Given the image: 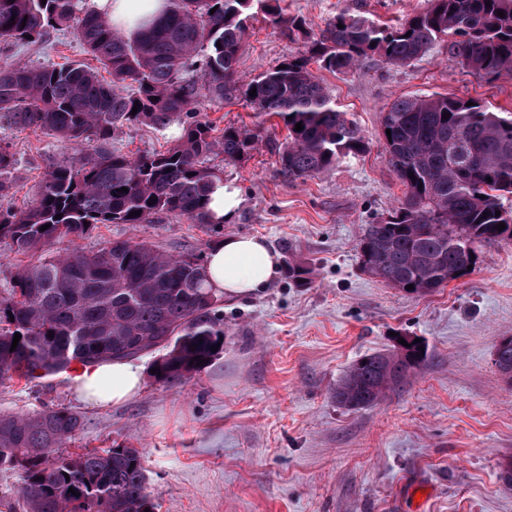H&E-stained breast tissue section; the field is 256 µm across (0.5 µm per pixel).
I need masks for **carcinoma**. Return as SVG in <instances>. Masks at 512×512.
I'll use <instances>...</instances> for the list:
<instances>
[{
    "mask_svg": "<svg viewBox=\"0 0 512 512\" xmlns=\"http://www.w3.org/2000/svg\"><path fill=\"white\" fill-rule=\"evenodd\" d=\"M430 2L427 11L393 26L359 11L341 13L316 32L305 18L282 14L277 0H168L161 18L127 37L89 11L85 0H0L1 43H42L50 31L71 28L100 65L0 67V124L45 130L74 150L49 169L35 202L15 210L4 205L15 158L0 143V240L36 256L16 267L0 296V382H32L64 373L74 361L135 359L157 348L167 353L152 363L161 371L154 380L166 386L210 364L219 355L211 347L224 343V319L219 299L204 287L201 253L168 255L129 240L63 255L42 247L79 238L95 224H149L161 213L210 223L204 200L218 173L207 159L245 161L258 134L232 125L215 133L202 118L204 95L222 100L239 92L256 112L276 116L288 131L278 151L280 173L294 180L327 174L370 145L336 108L313 62L341 72L377 54L404 67L446 41L462 67L490 81L512 73V0ZM258 12L288 39H303L305 51L247 78L238 62ZM101 68L111 81L101 77ZM174 122L183 132L162 153L131 158L95 147L125 127L163 131ZM298 122L301 131L295 130ZM382 129L391 130L382 134L383 147L406 192L393 221L369 225L357 244L371 275L424 295L476 265L471 256L480 245L512 241V208L503 203L512 195L511 112L438 93L400 97L384 112ZM132 211L140 215L129 216ZM426 357L418 346L366 354L336 384V401L351 410L371 408ZM495 365L512 383V336L498 342ZM81 426V415L62 406L0 413V471H21L18 497L0 498L5 512L155 509L137 449L59 454Z\"/></svg>",
    "mask_w": 512,
    "mask_h": 512,
    "instance_id": "1",
    "label": "carcinoma"
}]
</instances>
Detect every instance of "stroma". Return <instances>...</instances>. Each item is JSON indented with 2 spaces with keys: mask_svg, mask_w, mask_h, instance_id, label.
<instances>
[{
  "mask_svg": "<svg viewBox=\"0 0 512 512\" xmlns=\"http://www.w3.org/2000/svg\"><path fill=\"white\" fill-rule=\"evenodd\" d=\"M430 0H284L285 13L312 28L342 12L364 11L397 24L426 11ZM263 14L249 23L239 60L253 75L302 53ZM92 64L72 31L39 45L0 44V65ZM337 109L370 141L366 153L329 174L291 181L278 172L286 131L242 98L206 100L217 129L235 124L261 141L242 163L210 158L241 191L233 217L210 229L161 214L148 224H99L81 238L50 244L54 253L95 251L117 239L146 241L177 254L206 252L228 235L265 237L283 262L303 263V281L281 273L257 294L222 297L224 348L186 383L167 387L144 377L141 392L116 406L91 408L65 374L0 383V412L33 414L67 406L82 427L72 455L116 445L138 449L155 512H512V487L500 472L512 460V384L493 355L512 336V243H486L468 276L417 296L365 272L357 244L405 194L381 144V119L398 97L438 93L473 98L512 112V76L489 82L465 72L447 43L406 67L380 57L345 72L318 70ZM180 126L158 132L123 129L113 150L162 152ZM16 155L9 201L31 205L69 143L42 130L0 126ZM421 338L425 363L378 405L350 411L333 396L361 356L391 349L395 336Z\"/></svg>",
  "mask_w": 512,
  "mask_h": 512,
  "instance_id": "35a3bbf8",
  "label": "stroma"
}]
</instances>
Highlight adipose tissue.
I'll use <instances>...</instances> for the list:
<instances>
[{"mask_svg": "<svg viewBox=\"0 0 512 512\" xmlns=\"http://www.w3.org/2000/svg\"><path fill=\"white\" fill-rule=\"evenodd\" d=\"M166 0H88V7L125 35L141 32L161 16ZM278 254L264 238L232 235L214 244L204 265L206 285L215 295L245 296L266 288L279 274ZM143 385L139 364L116 361L83 367L70 388L95 407L120 405L136 397Z\"/></svg>", "mask_w": 512, "mask_h": 512, "instance_id": "obj_1", "label": "adipose tissue"}]
</instances>
